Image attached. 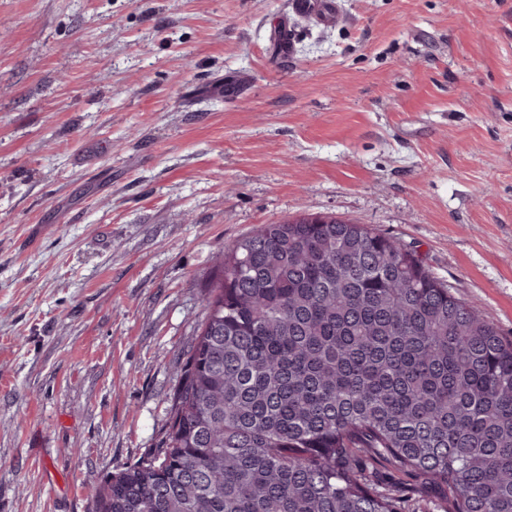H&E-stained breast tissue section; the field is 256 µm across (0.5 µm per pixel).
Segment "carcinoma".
Segmentation results:
<instances>
[{
  "label": "carcinoma",
  "instance_id": "cac0c4a2",
  "mask_svg": "<svg viewBox=\"0 0 512 512\" xmlns=\"http://www.w3.org/2000/svg\"><path fill=\"white\" fill-rule=\"evenodd\" d=\"M159 448L95 512H512V342L416 252L304 216L224 250Z\"/></svg>",
  "mask_w": 512,
  "mask_h": 512
}]
</instances>
